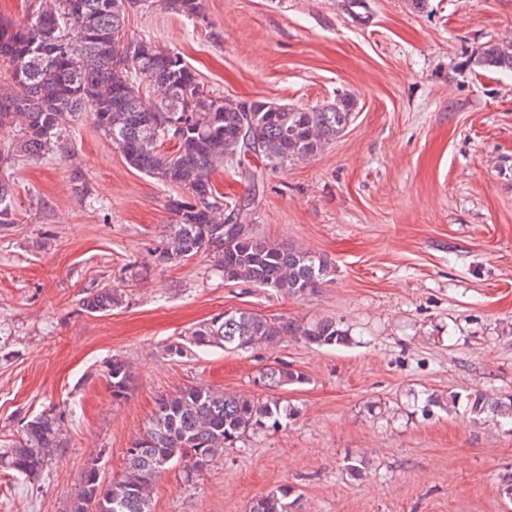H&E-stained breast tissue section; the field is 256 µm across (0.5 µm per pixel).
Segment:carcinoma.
I'll return each instance as SVG.
<instances>
[{
    "mask_svg": "<svg viewBox=\"0 0 512 512\" xmlns=\"http://www.w3.org/2000/svg\"><path fill=\"white\" fill-rule=\"evenodd\" d=\"M148 0H44L27 21L0 18V60L12 82L0 86V126L21 133L17 148L39 159L64 149L62 127L85 115L120 150L128 165L164 185L185 188L189 198H172L176 216L153 250L156 260L177 262L204 255L227 282L271 288L302 296L332 273L331 262L307 250L287 247L253 232L249 204L217 205L213 172L253 157L261 178L294 162H304L336 140L348 126L355 100L339 95L321 108H299L255 99L239 102L211 96L192 69L173 52L130 37L125 14ZM168 12L197 18L203 0H163ZM473 63L512 72V42L488 43ZM168 143L170 151L164 150ZM79 199L92 194L80 168L70 176ZM229 214H224V209ZM13 191L0 177V224L13 223ZM123 303V292L105 286L83 298L89 313H106ZM297 336L317 347L345 346L349 330L333 317L313 321L224 312L197 324L184 341L168 345L183 356L191 346L244 350L274 347ZM112 399L126 397L132 371L114 357L106 366ZM307 381L284 365L264 370L258 382L275 390ZM476 416L512 420V397H467ZM296 414L275 397L230 395L211 386H185L162 396L144 432L125 454L122 475L109 483L99 469H85L70 512H150L158 478L174 463L186 474L202 470L248 433L276 428ZM65 423L54 414L27 421L15 439L0 447V469L29 480L40 478L67 447ZM294 487L284 484L256 499L250 512H296Z\"/></svg>",
    "mask_w": 512,
    "mask_h": 512,
    "instance_id": "cac0c4a2",
    "label": "carcinoma"
}]
</instances>
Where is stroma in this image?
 <instances>
[{"label": "stroma", "mask_w": 512, "mask_h": 512, "mask_svg": "<svg viewBox=\"0 0 512 512\" xmlns=\"http://www.w3.org/2000/svg\"><path fill=\"white\" fill-rule=\"evenodd\" d=\"M128 35L180 55L206 91L302 108L354 97L343 134L307 162L253 185L217 169L226 201L250 198L256 233L327 257L320 288L288 296L224 282L206 257L153 255L168 200L85 118L67 150L33 159L16 129L14 221L0 224V444L34 416L64 415L68 446L36 481L0 472V512H69L80 473L119 477L157 399L188 385L263 397L270 365L307 381L280 390L298 413L247 435L190 477L159 478L152 512H249L288 484L302 512H512V425L465 406L424 413L428 395L512 396V73L468 63L512 41V0H205L198 18L159 0L127 13ZM81 168L93 193L74 197ZM122 289L111 313L81 300ZM333 317L346 347L288 338L236 352L168 344L226 311ZM132 367L113 401L112 357Z\"/></svg>", "instance_id": "1"}]
</instances>
